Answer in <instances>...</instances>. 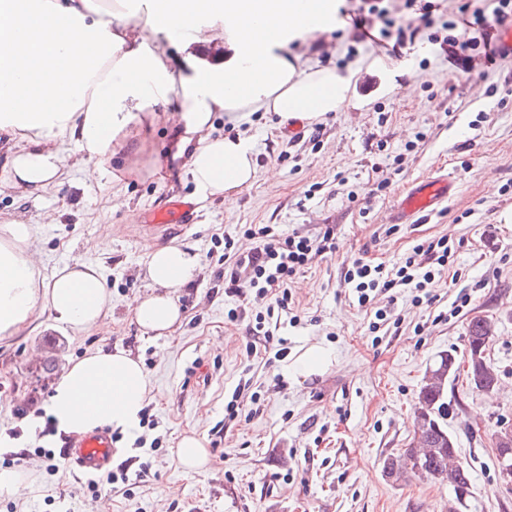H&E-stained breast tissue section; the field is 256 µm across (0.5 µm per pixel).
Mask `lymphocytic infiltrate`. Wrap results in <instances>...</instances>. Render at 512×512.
I'll return each mask as SVG.
<instances>
[{
    "instance_id": "obj_1",
    "label": "lymphocytic infiltrate",
    "mask_w": 512,
    "mask_h": 512,
    "mask_svg": "<svg viewBox=\"0 0 512 512\" xmlns=\"http://www.w3.org/2000/svg\"><path fill=\"white\" fill-rule=\"evenodd\" d=\"M409 15L397 21L371 0L368 14H354L352 24L359 38L375 37L377 44L390 55L401 57L404 49L420 41L447 48L448 61L456 67L472 69L475 61L491 67L511 53L492 44L491 31L512 23V0H498L492 13L482 9L459 8L449 13L447 20L437 21L434 0H405ZM464 30L465 39H458L456 30ZM255 245L248 252L235 255L224 262V292L239 298L249 293L269 297L265 314L256 316L247 325V356L257 350L274 351L276 357L286 358L287 341L279 337L280 314L294 310L295 302L288 288L290 280L316 256L334 254L337 248L334 227H325L317 235L300 232L278 233L268 225L248 228ZM448 247L440 239L414 246L413 254L404 264L392 268L356 259L344 274L351 285L359 306H369L371 293H389L397 288H422L431 283L435 269L445 266Z\"/></svg>"
}]
</instances>
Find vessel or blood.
I'll return each mask as SVG.
<instances>
[{"instance_id": "b4317fda", "label": "vessel or blood", "mask_w": 512, "mask_h": 512, "mask_svg": "<svg viewBox=\"0 0 512 512\" xmlns=\"http://www.w3.org/2000/svg\"><path fill=\"white\" fill-rule=\"evenodd\" d=\"M457 195L458 185L452 177L428 175L413 181L399 193L389 212V221L393 224L417 223L421 215L438 212ZM195 217L192 202L172 200L153 210L149 221L154 226L170 228L192 222ZM115 453L112 433L103 428L71 437L65 448L68 465L82 473L107 471Z\"/></svg>"}]
</instances>
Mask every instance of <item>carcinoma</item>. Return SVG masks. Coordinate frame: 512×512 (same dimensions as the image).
<instances>
[{"label": "carcinoma", "instance_id": "cac0c4a2", "mask_svg": "<svg viewBox=\"0 0 512 512\" xmlns=\"http://www.w3.org/2000/svg\"><path fill=\"white\" fill-rule=\"evenodd\" d=\"M490 330L491 321L479 316L467 326L468 377L473 387L484 393L494 391L498 382L496 370L486 355ZM431 373L438 376V381L422 385L415 407L414 429L427 427L426 436L419 446L405 449L401 459L403 468L414 476L437 480L456 491L471 485L470 470L457 460L456 441L445 425L449 379L443 375H456V358L451 354L440 357Z\"/></svg>", "mask_w": 512, "mask_h": 512}]
</instances>
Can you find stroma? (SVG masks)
Instances as JSON below:
<instances>
[{"label":"stroma","instance_id":"1","mask_svg":"<svg viewBox=\"0 0 512 512\" xmlns=\"http://www.w3.org/2000/svg\"><path fill=\"white\" fill-rule=\"evenodd\" d=\"M315 68L355 73L364 109L347 108L319 122H300V135L271 112L240 122L216 113L214 131L248 137L258 169L233 203L200 200L165 112L132 123L97 180H86L79 154L66 150L67 175L43 193L0 191V218L34 225L43 275L77 260L103 271L112 306L102 325L75 333L47 308L30 324L0 339V466L28 476L32 492L0 496V512H512V488L498 475L495 437L512 428V60L490 73L449 67L439 46L404 58L357 42L351 28L316 33L297 48ZM381 60L401 72L385 93ZM436 171L451 174L460 196L436 215L389 229L399 191ZM313 199H306L309 188ZM193 202L196 221L166 233L146 226V212L175 199ZM270 224L284 232L336 228L337 249L314 259L291 285L299 321L283 322L288 357L247 358L246 325L266 300L224 294L217 272L224 240L244 249L243 232ZM446 238L448 261L428 297L411 288L394 302L379 300L385 320L359 309L344 273L366 257L393 266L414 246ZM182 244L200 256L194 281L178 290L184 314L173 334L150 337L128 304L151 293L144 277L146 245ZM242 306L246 318L230 323ZM495 324L486 354L498 372L493 393L467 377L466 327L475 316ZM332 352L330 367L306 379L287 366L307 347ZM121 347L142 361L152 387L153 427H138L117 442L118 460L134 456L136 437L160 439L141 481L122 494L102 487L91 495L82 475L56 458L19 461L18 446L37 447L51 387L70 364L97 350ZM452 353L459 366L448 384L446 425L473 477V494L457 501L448 485L383 470L414 438V407L427 369ZM264 403L251 419L224 420V406L240 378ZM19 430L20 440L9 431ZM193 433L207 448L201 470L183 468L175 448Z\"/></svg>","mask_w":512,"mask_h":512}]
</instances>
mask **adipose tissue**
Masks as SVG:
<instances>
[{
	"instance_id": "1",
	"label": "adipose tissue",
	"mask_w": 512,
	"mask_h": 512,
	"mask_svg": "<svg viewBox=\"0 0 512 512\" xmlns=\"http://www.w3.org/2000/svg\"><path fill=\"white\" fill-rule=\"evenodd\" d=\"M139 22L98 0H0V135L14 148L0 175L30 191L61 184L64 146L85 161H109L135 113L175 108L177 153L202 199L233 203L257 175L244 137L216 134L214 115L236 122L264 110L282 121L317 120L354 105V78L312 69L294 48L304 36L344 27L338 0H142ZM179 36L181 57L168 53ZM34 227L0 222V338L18 333L38 307L84 333L112 302L101 270L77 261L42 276ZM200 265L193 250L150 248V294L132 316L166 336L182 321L176 293ZM152 392L137 356L96 351L54 383L47 410L65 433L102 426L123 432Z\"/></svg>"
}]
</instances>
